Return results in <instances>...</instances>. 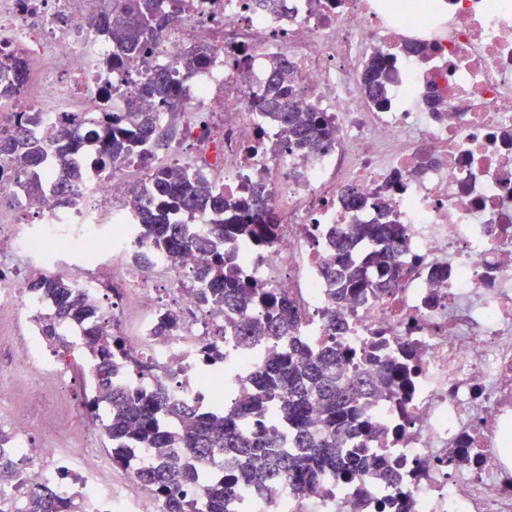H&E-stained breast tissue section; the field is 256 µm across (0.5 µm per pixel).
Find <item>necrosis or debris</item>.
Wrapping results in <instances>:
<instances>
[{
	"label": "necrosis or debris",
	"instance_id": "1",
	"mask_svg": "<svg viewBox=\"0 0 512 512\" xmlns=\"http://www.w3.org/2000/svg\"><path fill=\"white\" fill-rule=\"evenodd\" d=\"M112 11V0H0V47L16 49L27 74L18 95L0 98V130L8 114L42 113L36 133L55 156L53 130L89 136L101 113L126 111L158 71L207 52L206 65L180 85L179 111L141 103L188 141L154 166L204 175L228 196L263 182L281 217L277 238L251 251L227 238L221 248L244 254L247 281L294 304L308 346L337 341L354 353L352 374L389 377L367 397L372 437L350 445L388 460L390 478L374 465L350 483L324 477L303 495L282 483L231 512H512V0H189L174 15L160 8L150 49L124 67L111 66L112 44L98 29ZM378 54L388 61L382 108L364 91ZM275 55L291 63L284 80L297 105L335 124L327 150L279 148V127L258 110ZM134 179L148 173L132 159L106 171L88 162L69 203L47 196L28 231L3 220L22 176L0 174V327H18L24 367L19 379L0 372V400H14L21 379L56 396L78 382L85 395L66 407L73 425L65 437L44 421V447L13 423L7 451L27 466L19 487L0 491V512H18L37 485L71 501L72 512H165L138 480L155 462L151 450L129 449L120 466L100 443L110 414L91 415L85 405L98 383L82 326L66 327L67 353L48 350L38 319L52 302L30 287L35 262L93 297L111 292L99 324L124 339L112 359L114 386L147 392L161 378L173 403L205 412L224 399V363L202 355L212 328L237 362L233 398L241 403L252 397L246 377L257 356L287 348L261 338L241 345L237 325L260 322L259 311L195 304L208 257L175 262L153 250L129 208ZM350 193L388 200L403 228L400 280L390 292L338 304L323 274L325 233L380 220L368 203L346 209ZM165 314L178 323L159 341L154 329ZM139 358L153 375L138 372Z\"/></svg>",
	"mask_w": 512,
	"mask_h": 512
}]
</instances>
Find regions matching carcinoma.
Here are the masks:
<instances>
[{
    "mask_svg": "<svg viewBox=\"0 0 512 512\" xmlns=\"http://www.w3.org/2000/svg\"><path fill=\"white\" fill-rule=\"evenodd\" d=\"M122 22L106 23L102 33L112 42V62L123 64L148 47V35L154 30L160 0H114ZM202 63V56L184 59L175 72L161 71L145 86L155 93L171 112L178 111L179 76L186 80ZM288 60L278 56L270 61V79L258 103L260 111L278 121L288 135V147L309 151L329 147L336 138V128L325 115L314 109L300 110L294 105L295 90L281 79ZM386 62L372 61L366 83L369 96L382 107L383 75ZM13 78L0 84V97H8L20 89L25 73L12 68ZM40 122L38 112H16L12 129L0 135V155L15 170L24 174L23 192L28 204L44 203L47 181L43 172L46 159L45 141L36 137L32 127ZM181 133L178 124L161 127L136 111L129 101L128 111L104 112L93 133V149L103 168L122 157L135 155L143 143L150 141L162 150ZM58 165L64 173L57 198L68 202L67 187L80 180L77 155L87 150L86 142L74 133L58 130ZM130 207L136 212L143 235L154 248L167 252L173 260L190 251L209 254L210 262L199 273L206 287L199 290L200 304H223L229 308L259 307L265 312L260 324L243 322L238 336L248 342L262 336L271 342L288 341V351L268 358L254 375V396L244 406L224 409L217 406L204 416L187 419L183 427L169 431L160 427L162 415L173 410L164 382L157 383L148 395H140L112 386V349L122 345V337L108 336L95 324L98 305L94 298L74 288L60 275L43 274L32 280L31 288L50 295L56 310L39 319L46 344L67 348V341L58 331L62 321L89 325L85 345L97 358L100 394L111 409L112 423L107 435L116 446V457L124 458L121 446L136 443L152 449L157 463L138 474L139 480L152 493L166 501L167 512H226L225 503L234 497L239 486L266 488L287 481L299 494L315 489L321 477L335 473L347 479L361 474L369 458L359 452H346L344 443L368 427L365 404L361 402L364 382L345 372L349 359L338 344L314 351L296 336L298 314L287 298L268 288L243 280L241 259L217 247L215 241L225 237L239 238L251 248L271 243L278 234L273 208L266 187L258 184L247 197L215 196L201 176L191 178L170 169L153 168L150 181L130 192ZM176 209L190 214L209 210L217 215L211 230L189 236L184 225L168 218ZM361 238L382 245L373 254V262L381 278L370 283L362 268L351 259V249ZM401 229L397 224H339L331 232L334 248L324 269L333 287L336 302L347 294L371 288L379 293L398 286ZM218 454L224 465L239 471L236 483L211 485L205 502L187 495L186 487L196 482L197 474L182 463L184 458L204 462ZM20 463L0 456V485L18 480ZM71 503L58 498L48 489L34 490L20 512H70Z\"/></svg>",
    "mask_w": 512,
    "mask_h": 512,
    "instance_id": "1",
    "label": "carcinoma"
}]
</instances>
